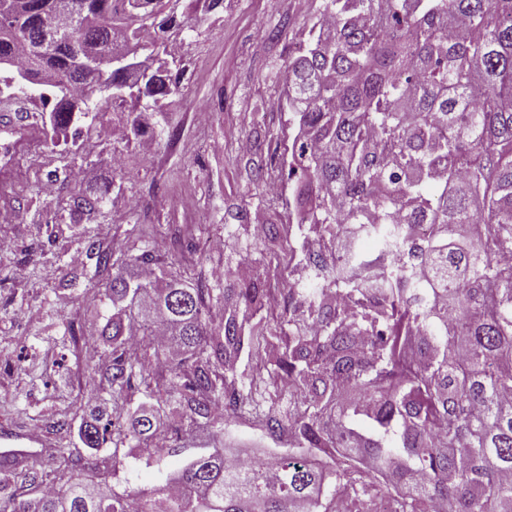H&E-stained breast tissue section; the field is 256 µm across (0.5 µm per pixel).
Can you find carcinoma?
Masks as SVG:
<instances>
[{
    "label": "carcinoma",
    "instance_id": "carcinoma-1",
    "mask_svg": "<svg viewBox=\"0 0 512 512\" xmlns=\"http://www.w3.org/2000/svg\"><path fill=\"white\" fill-rule=\"evenodd\" d=\"M23 2L37 48L27 82L42 87L51 143L70 136L80 152L70 129L95 94L137 107L180 92L175 58L76 62L86 47L160 56L156 18H176L172 0H79L83 21L55 37L40 16L64 0ZM312 19L286 83L303 217L264 232L267 250L286 238L288 263L313 265L311 290L244 281L224 290V326L211 328L219 294L205 281L184 286L149 249L131 258L151 267L143 278L86 246L112 291V401L137 377L148 396L179 401L180 425L221 407L288 436V454L271 474L200 454L145 499L73 477L26 499L21 484L0 512H132L140 498L143 512H336L341 498L363 512H512V0H319ZM25 53L0 36L1 59ZM108 192L72 190L69 215ZM363 239L374 253L353 248ZM375 253L395 256L380 279ZM147 349L165 369L142 362ZM356 416L367 433L349 426ZM113 418H92L81 443L160 456L152 413ZM19 477L0 459V488Z\"/></svg>",
    "mask_w": 512,
    "mask_h": 512
}]
</instances>
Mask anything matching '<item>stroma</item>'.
<instances>
[{"label": "stroma", "instance_id": "1", "mask_svg": "<svg viewBox=\"0 0 512 512\" xmlns=\"http://www.w3.org/2000/svg\"><path fill=\"white\" fill-rule=\"evenodd\" d=\"M306 19L295 0H224L216 12L198 7L180 40L166 42L183 61L179 96L138 116L92 99L80 123V160L47 145L26 159L15 218L0 221V433L26 444L20 462L34 478L32 494L44 476L72 474L107 480L118 493L149 490L216 447L257 460L284 448L250 422L221 415L184 429L154 460L109 444L83 447L79 431L90 398L104 422L112 420V347L100 334L112 295L98 285L92 260L76 264L71 257L93 238L114 247L115 261L150 249L220 289L237 287L244 265L251 276L287 282V250L263 256L258 246L265 225L287 223L295 201L288 189L265 195L253 177L259 169L275 177L292 152L296 131L275 80L304 45ZM136 117L155 131L151 155L126 136ZM257 136L269 149L239 151L238 139ZM116 154L128 176L99 211L58 217V202L70 192L61 174L79 169L80 188L94 189L111 179ZM219 238L223 250L204 248ZM64 448L72 462L61 457Z\"/></svg>", "mask_w": 512, "mask_h": 512}]
</instances>
